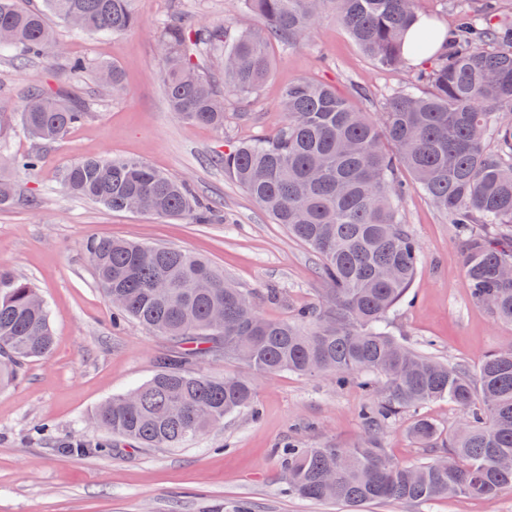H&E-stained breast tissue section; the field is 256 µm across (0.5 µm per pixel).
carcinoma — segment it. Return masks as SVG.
Here are the masks:
<instances>
[{"label": "carcinoma", "instance_id": "obj_1", "mask_svg": "<svg viewBox=\"0 0 512 512\" xmlns=\"http://www.w3.org/2000/svg\"><path fill=\"white\" fill-rule=\"evenodd\" d=\"M134 0H41L27 8L0 0V49L16 64L61 55L47 22L52 15L87 33L120 34L141 26ZM260 26L200 25L185 13L157 27L160 78L170 111L182 121L224 129V99L255 95L271 74L277 42L303 41L326 14L381 66L404 68L440 35L424 26L422 0H244ZM481 16L456 15L461 38L429 61L383 103L376 119L324 83L285 86L287 120L269 139L241 143L224 167L278 224L321 258L330 288L291 319L270 320L250 295L206 261L182 250L91 239L88 259L112 306L176 344L155 375L102 405L91 421L140 448H181L222 424L228 414H258L255 377L290 372L322 375L344 386L358 379L369 395L359 410L367 434L353 448L331 445L282 450L288 491L331 501L349 512L383 502L424 503L449 495L493 502L512 489V348L481 361L476 376L407 347L386 329L406 297L420 248L403 223L399 202L406 171L412 186L448 215L464 239L471 300L512 325V15L482 0ZM102 85L124 94L119 69L97 66ZM78 99L34 88L20 112L23 132L41 144L85 121ZM391 149H386L385 144ZM42 155L1 156L24 171ZM63 191L112 211L210 220L184 182L135 159L85 157L60 173ZM17 197L0 178V208ZM50 313L25 278L0 267V383L52 349ZM229 359L249 373L214 378L196 365ZM447 400L459 409L448 438L418 415L413 436L445 455L418 464L390 458L380 432L406 410Z\"/></svg>", "mask_w": 512, "mask_h": 512}]
</instances>
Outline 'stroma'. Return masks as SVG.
I'll return each mask as SVG.
<instances>
[{"label": "stroma", "instance_id": "obj_1", "mask_svg": "<svg viewBox=\"0 0 512 512\" xmlns=\"http://www.w3.org/2000/svg\"><path fill=\"white\" fill-rule=\"evenodd\" d=\"M182 5L199 24L245 19L243 0H135L141 27L119 35L89 34L68 24L51 26L63 57L16 66L0 50V99L21 107L31 87L83 99L89 116L56 143L35 172L11 168L19 198L0 208V265L27 279L47 302L55 344L43 358L27 362L0 390V512H341L333 503L290 495L282 476L280 448L334 444L356 446L365 434L357 416L369 397L357 383L337 387L326 377L281 372L257 377L258 415L225 417L183 448H138L121 442L102 454L64 452L62 442L108 443L89 416L113 396L148 381L169 344L138 322H112L87 258L93 238L164 245L207 259L249 293L270 319L292 315L321 299L327 286L320 259L274 223L228 170L222 159L236 144L273 137L287 115L282 85L312 78L354 97L365 87L360 109L378 116L387 97L407 80L403 70L378 65L351 39L335 17L323 19L293 47L271 49V75L247 106L229 100L223 130L181 122L170 112L158 76L157 21ZM84 59L81 75L66 60ZM116 65L126 93L101 92L93 68ZM87 156L132 157L186 183L203 204L215 206L207 224L115 212L68 197L58 171ZM402 218L419 244L421 263L408 301L389 317L393 335L441 361L477 371L490 351L512 345V326L475 305L464 277V246L448 221L417 189L400 204ZM279 289L268 299V289ZM414 412L401 413L382 431L395 461L415 464L433 458L411 434ZM49 428L36 436L38 428ZM369 512H512V490L494 503L451 496L423 504L391 502Z\"/></svg>", "mask_w": 512, "mask_h": 512}]
</instances>
